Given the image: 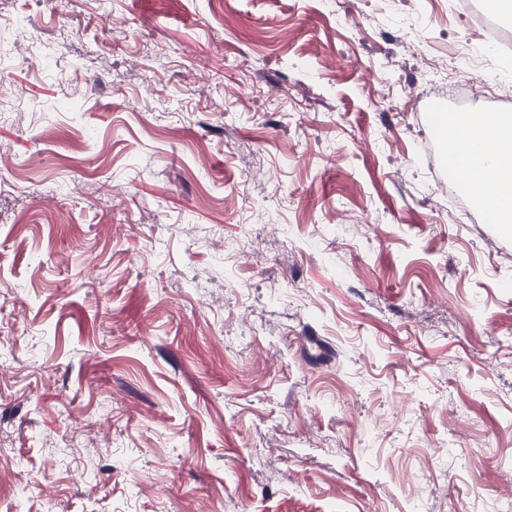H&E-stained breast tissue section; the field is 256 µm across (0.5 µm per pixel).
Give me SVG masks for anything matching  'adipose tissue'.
<instances>
[{
  "label": "adipose tissue",
  "instance_id": "adipose-tissue-1",
  "mask_svg": "<svg viewBox=\"0 0 512 512\" xmlns=\"http://www.w3.org/2000/svg\"><path fill=\"white\" fill-rule=\"evenodd\" d=\"M463 186L495 223L512 228V114L457 112L446 129Z\"/></svg>",
  "mask_w": 512,
  "mask_h": 512
}]
</instances>
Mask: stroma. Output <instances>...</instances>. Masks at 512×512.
<instances>
[{"label": "stroma", "instance_id": "35a3bbf8", "mask_svg": "<svg viewBox=\"0 0 512 512\" xmlns=\"http://www.w3.org/2000/svg\"><path fill=\"white\" fill-rule=\"evenodd\" d=\"M0 512H499L512 233L440 186L448 0H8ZM512 113V58L462 66ZM81 98H73V88Z\"/></svg>", "mask_w": 512, "mask_h": 512}]
</instances>
